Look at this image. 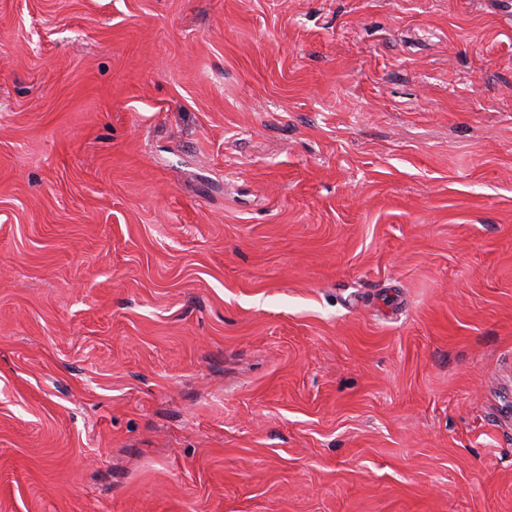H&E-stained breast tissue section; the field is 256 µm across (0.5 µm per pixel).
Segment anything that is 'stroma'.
Instances as JSON below:
<instances>
[{
  "label": "stroma",
  "instance_id": "stroma-1",
  "mask_svg": "<svg viewBox=\"0 0 512 512\" xmlns=\"http://www.w3.org/2000/svg\"><path fill=\"white\" fill-rule=\"evenodd\" d=\"M505 0H0V512H512Z\"/></svg>",
  "mask_w": 512,
  "mask_h": 512
}]
</instances>
